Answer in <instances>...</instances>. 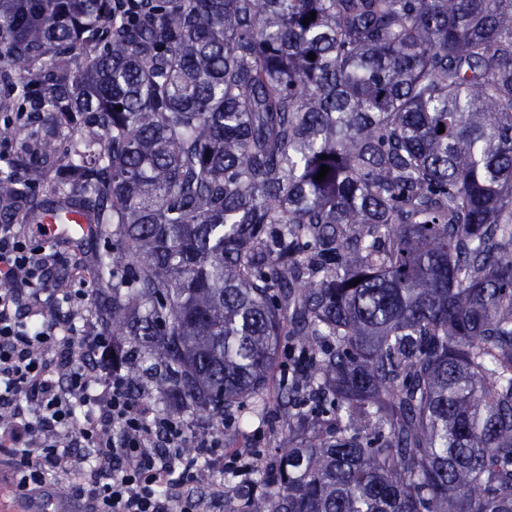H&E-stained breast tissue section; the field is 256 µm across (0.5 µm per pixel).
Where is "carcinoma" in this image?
<instances>
[{"label": "carcinoma", "mask_w": 512, "mask_h": 512, "mask_svg": "<svg viewBox=\"0 0 512 512\" xmlns=\"http://www.w3.org/2000/svg\"><path fill=\"white\" fill-rule=\"evenodd\" d=\"M45 56L0 207L36 152L112 241V365L222 422L307 359L224 512H512V0H0Z\"/></svg>", "instance_id": "obj_1"}]
</instances>
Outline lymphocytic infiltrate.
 I'll return each mask as SVG.
<instances>
[{
    "label": "lymphocytic infiltrate",
    "mask_w": 512,
    "mask_h": 512,
    "mask_svg": "<svg viewBox=\"0 0 512 512\" xmlns=\"http://www.w3.org/2000/svg\"><path fill=\"white\" fill-rule=\"evenodd\" d=\"M56 248L42 225H0V449L17 491L63 477L91 512H212L184 491L181 419L147 412L112 367V339L82 305L92 267L78 259L50 281Z\"/></svg>",
    "instance_id": "f902f5d3"
}]
</instances>
